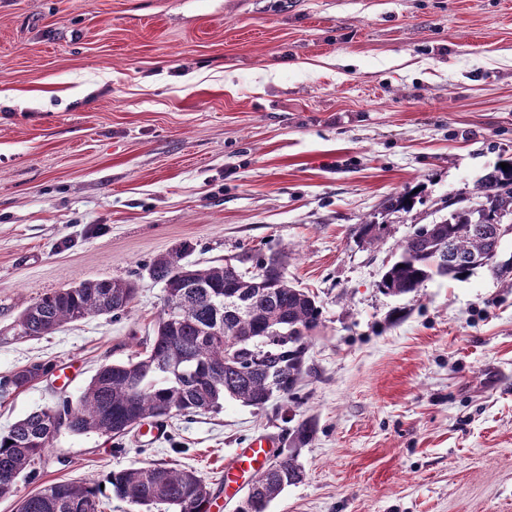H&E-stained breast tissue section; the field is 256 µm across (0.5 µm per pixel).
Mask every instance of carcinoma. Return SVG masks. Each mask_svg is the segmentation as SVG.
Here are the masks:
<instances>
[{"label":"carcinoma","instance_id":"1","mask_svg":"<svg viewBox=\"0 0 512 512\" xmlns=\"http://www.w3.org/2000/svg\"><path fill=\"white\" fill-rule=\"evenodd\" d=\"M508 164L484 175L471 196L445 201L448 218L416 227L400 243L398 257L378 287L387 295L403 296L417 292L435 276L458 280L484 268L499 276L511 272L512 264L495 257L490 242L500 220L512 219V160ZM415 198L405 189L390 196L383 210L408 213ZM380 230L381 224L373 221L359 228L369 245L378 242ZM190 249L184 244L157 257L150 267L177 313L161 310L145 352L102 364L77 401L64 399L0 431V497L14 494L19 477L37 473L60 429L61 415L72 433L123 437L134 423L218 412L226 399L262 408L274 393L282 398L292 395L307 372L306 356L321 324L315 297L281 273L279 259H261L256 263L258 273L247 275L228 261L200 268L185 261ZM135 296L130 280H84L25 307L17 320V336L38 338L88 317H117L128 311ZM228 297L241 300L246 310L239 315L227 312ZM269 329L286 336L253 355L248 347L263 342ZM52 371L48 362L30 363L1 377L0 392L24 390ZM312 437L307 421L291 429L288 458L281 467L253 476L237 512H266V504L280 492L300 483V449ZM107 483L142 512L158 505L171 512H206L213 496L195 471L165 463L111 473ZM101 494L94 482L50 483L21 500L17 512H98Z\"/></svg>","mask_w":512,"mask_h":512}]
</instances>
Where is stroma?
I'll return each instance as SVG.
<instances>
[{
    "instance_id": "obj_1",
    "label": "stroma",
    "mask_w": 512,
    "mask_h": 512,
    "mask_svg": "<svg viewBox=\"0 0 512 512\" xmlns=\"http://www.w3.org/2000/svg\"><path fill=\"white\" fill-rule=\"evenodd\" d=\"M512 157V0H0V431L78 399L102 362L152 336L150 266L281 255L322 326L292 398L143 425L60 428L45 484L152 462L194 470L220 512L224 465L312 420L301 483L267 512H512V276L377 283L416 224ZM423 202L361 224L403 188ZM133 281L117 318L17 338L20 312L87 279ZM49 362H33L0 378V392L24 390L39 383L53 371Z\"/></svg>"
}]
</instances>
